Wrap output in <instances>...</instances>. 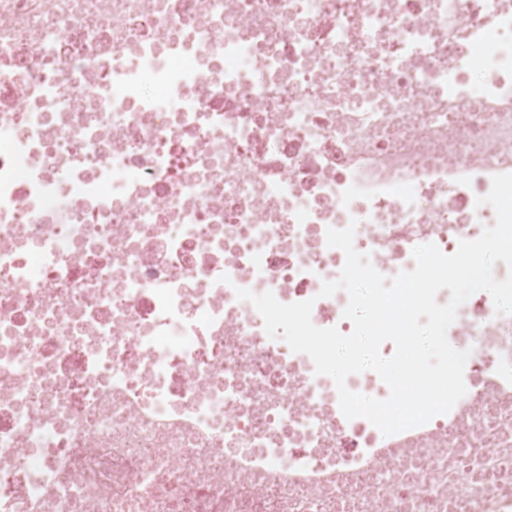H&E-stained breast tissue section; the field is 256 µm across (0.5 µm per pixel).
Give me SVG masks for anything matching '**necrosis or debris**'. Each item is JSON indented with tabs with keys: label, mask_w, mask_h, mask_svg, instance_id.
Returning a JSON list of instances; mask_svg holds the SVG:
<instances>
[{
	"label": "necrosis or debris",
	"mask_w": 512,
	"mask_h": 512,
	"mask_svg": "<svg viewBox=\"0 0 512 512\" xmlns=\"http://www.w3.org/2000/svg\"><path fill=\"white\" fill-rule=\"evenodd\" d=\"M512 173V0H0V512H512V316L383 435L237 289L351 333L343 252L456 251Z\"/></svg>",
	"instance_id": "necrosis-or-debris-1"
}]
</instances>
